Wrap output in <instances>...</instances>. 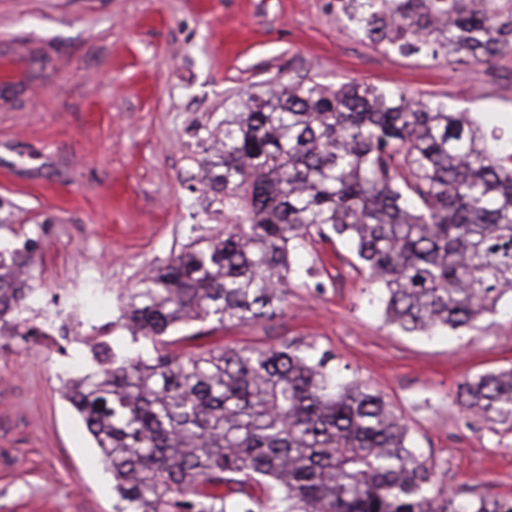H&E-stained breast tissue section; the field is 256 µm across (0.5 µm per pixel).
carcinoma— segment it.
<instances>
[{
  "mask_svg": "<svg viewBox=\"0 0 512 512\" xmlns=\"http://www.w3.org/2000/svg\"><path fill=\"white\" fill-rule=\"evenodd\" d=\"M375 46L470 68L512 54V0H336ZM203 182L224 229L192 239L88 336L62 380L112 473V512H512L435 479L410 426L313 342L203 343L281 314L292 257L346 238L386 320L456 332L512 295V150L466 112L354 82L253 91L224 111ZM0 263V339L43 289ZM199 328H194V325ZM135 348L112 346L109 329ZM458 397L512 432V367Z\"/></svg>",
  "mask_w": 512,
  "mask_h": 512,
  "instance_id": "carcinoma-1",
  "label": "carcinoma"
}]
</instances>
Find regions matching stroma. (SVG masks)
I'll list each match as a JSON object with an SVG mask.
<instances>
[{
    "label": "stroma",
    "instance_id": "stroma-1",
    "mask_svg": "<svg viewBox=\"0 0 512 512\" xmlns=\"http://www.w3.org/2000/svg\"><path fill=\"white\" fill-rule=\"evenodd\" d=\"M310 80L512 124V55L469 71L406 57L353 32L330 0H0V235L31 242L34 280L61 309L89 284L113 299L138 288L224 225L201 165L225 109L258 84ZM349 253L305 244L282 314L216 339L316 342L402 415L448 491L512 498V435L457 399L465 379L512 366V300L469 330L410 334L338 263ZM65 359L42 336L0 341V512H112L99 450L59 391Z\"/></svg>",
    "mask_w": 512,
    "mask_h": 512
}]
</instances>
